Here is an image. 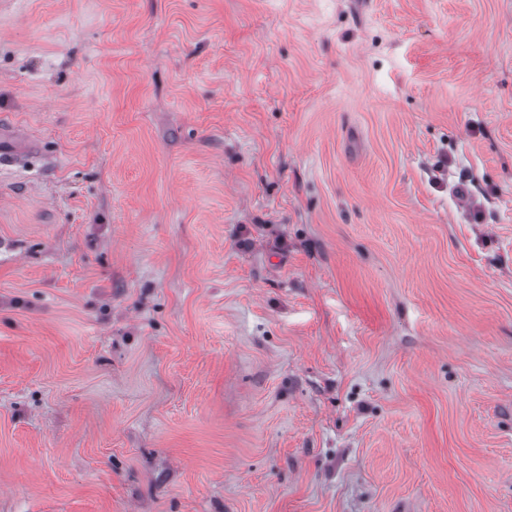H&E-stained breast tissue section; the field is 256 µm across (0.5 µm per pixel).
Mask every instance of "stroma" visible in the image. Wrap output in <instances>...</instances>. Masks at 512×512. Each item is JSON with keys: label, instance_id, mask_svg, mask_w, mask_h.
Here are the masks:
<instances>
[{"label": "stroma", "instance_id": "obj_1", "mask_svg": "<svg viewBox=\"0 0 512 512\" xmlns=\"http://www.w3.org/2000/svg\"><path fill=\"white\" fill-rule=\"evenodd\" d=\"M0 512H512V0H0Z\"/></svg>", "mask_w": 512, "mask_h": 512}]
</instances>
